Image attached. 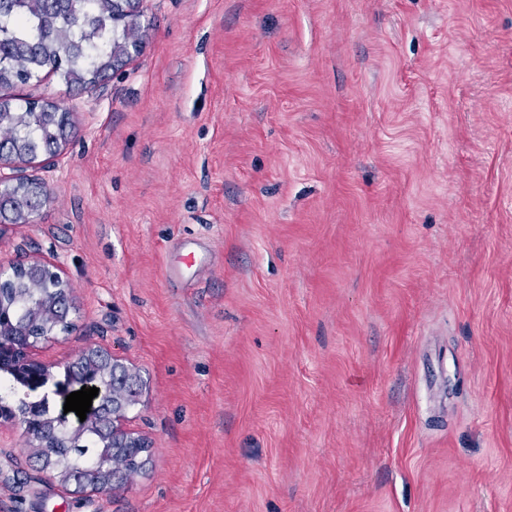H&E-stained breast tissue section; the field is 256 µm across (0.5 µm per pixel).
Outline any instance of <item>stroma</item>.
<instances>
[{
  "label": "stroma",
  "mask_w": 512,
  "mask_h": 512,
  "mask_svg": "<svg viewBox=\"0 0 512 512\" xmlns=\"http://www.w3.org/2000/svg\"><path fill=\"white\" fill-rule=\"evenodd\" d=\"M0 265L72 284L151 448L106 493L0 423V512H512V0H142ZM182 268L179 281L169 265Z\"/></svg>",
  "instance_id": "35a3bbf8"
}]
</instances>
